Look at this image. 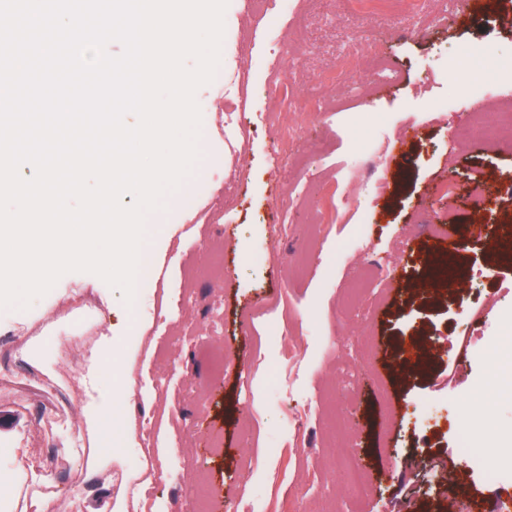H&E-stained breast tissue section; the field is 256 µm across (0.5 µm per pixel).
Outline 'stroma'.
Masks as SVG:
<instances>
[{
    "instance_id": "stroma-1",
    "label": "stroma",
    "mask_w": 512,
    "mask_h": 512,
    "mask_svg": "<svg viewBox=\"0 0 512 512\" xmlns=\"http://www.w3.org/2000/svg\"><path fill=\"white\" fill-rule=\"evenodd\" d=\"M447 3L298 0L263 17L229 0L230 78L245 81L246 95L226 101L214 85L198 90L211 103L201 158L147 220L154 274L137 303L95 275L68 273L29 309H0V447L47 456L59 487L48 495L10 471L0 512H40L49 500L63 512H449L455 502L497 512L512 495V460L495 452L512 433V403L483 396L497 372L488 352L512 329V143L454 138L469 106L512 109V85L474 53L483 45L512 58V0H468L452 24L442 18ZM360 33L399 82L356 60L348 76L360 91L322 83ZM465 50L487 93L437 111L455 91ZM277 65L294 105L321 102L296 117L302 169L286 178L273 154L281 129L268 121ZM228 104L245 145L225 133ZM377 138L391 153L353 168ZM369 176L381 195L342 200ZM476 181L498 189L479 208ZM193 196L220 223H193ZM288 214L298 221L281 228ZM447 222L456 228L450 243L429 230ZM474 224L499 226L498 240H473ZM449 244L462 281L442 297L427 263ZM376 260L386 270L383 299L365 314L363 274ZM79 290L102 307H77ZM87 346L86 384L72 358ZM224 356L230 367H215ZM45 377L68 407L67 431L44 425ZM117 399L125 412L115 453L100 423ZM145 423L157 447H140ZM345 432L373 486L363 505L346 490L336 454ZM132 449L140 467L127 464ZM126 481L141 485L140 501L129 502Z\"/></svg>"
}]
</instances>
